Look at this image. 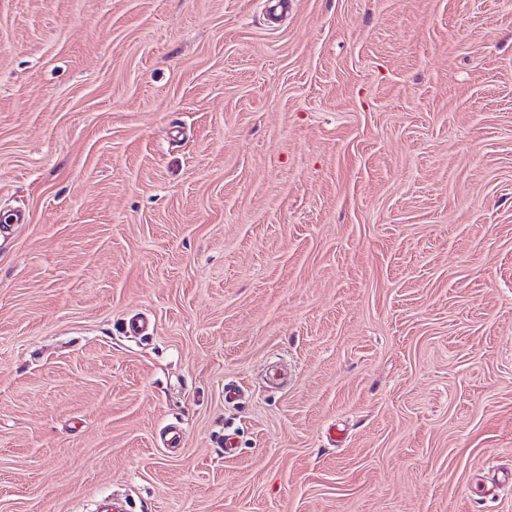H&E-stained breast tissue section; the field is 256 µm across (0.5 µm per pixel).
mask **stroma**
<instances>
[{
    "mask_svg": "<svg viewBox=\"0 0 512 512\" xmlns=\"http://www.w3.org/2000/svg\"><path fill=\"white\" fill-rule=\"evenodd\" d=\"M111 493L512 512V0H0V512Z\"/></svg>",
    "mask_w": 512,
    "mask_h": 512,
    "instance_id": "stroma-1",
    "label": "stroma"
}]
</instances>
